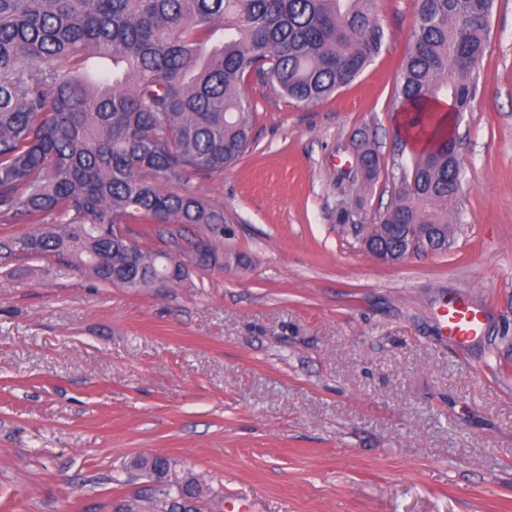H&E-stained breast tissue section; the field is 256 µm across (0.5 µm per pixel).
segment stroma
<instances>
[{
    "mask_svg": "<svg viewBox=\"0 0 512 512\" xmlns=\"http://www.w3.org/2000/svg\"><path fill=\"white\" fill-rule=\"evenodd\" d=\"M374 11L389 38L336 94L304 105L245 83L247 153L186 186L223 208V236L151 225L146 246L211 239L224 265L108 286L4 250L53 216L0 217V512H110L147 485L129 464L148 454L249 512H512V0L450 127L462 222L447 252L396 264L362 228L415 153L395 98L415 0ZM453 296L485 313L464 346L439 324Z\"/></svg>",
    "mask_w": 512,
    "mask_h": 512,
    "instance_id": "stroma-1",
    "label": "stroma"
}]
</instances>
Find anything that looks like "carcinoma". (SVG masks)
Returning a JSON list of instances; mask_svg holds the SVG:
<instances>
[{
    "label": "carcinoma",
    "instance_id": "1",
    "mask_svg": "<svg viewBox=\"0 0 512 512\" xmlns=\"http://www.w3.org/2000/svg\"><path fill=\"white\" fill-rule=\"evenodd\" d=\"M375 0H0V215L51 214L15 242L103 284L137 290L186 281L163 251L129 246L131 219L198 224L224 235V210L169 185L222 172L249 144L245 81L302 104L352 83L388 40ZM494 0H417L397 91L433 144L398 165L392 206L368 245L408 249V225L438 224L448 249L459 223L461 163L448 161L445 118L470 108ZM362 160L373 181L376 152ZM197 265H224L212 242ZM130 468L167 487L112 502V512H207L203 478L160 455Z\"/></svg>",
    "mask_w": 512,
    "mask_h": 512
}]
</instances>
